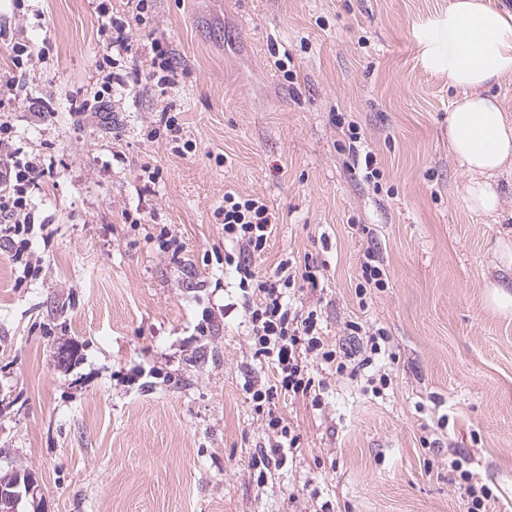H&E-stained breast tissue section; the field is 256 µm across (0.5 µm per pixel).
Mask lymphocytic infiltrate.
Listing matches in <instances>:
<instances>
[{
    "mask_svg": "<svg viewBox=\"0 0 512 512\" xmlns=\"http://www.w3.org/2000/svg\"><path fill=\"white\" fill-rule=\"evenodd\" d=\"M32 58L30 45L14 43L13 69L0 75V240L16 244L15 258H22L27 246L26 236L33 222L30 189L51 177L52 170L38 155H22L13 146L15 127L9 112L17 97L19 72ZM224 237L235 249L225 252L224 263L234 268L238 288L249 304L245 316L249 324L250 339L257 360L264 362L275 373L273 384L265 386L246 382L244 390L256 411L265 413L271 438L267 448L261 449L259 464L282 462L298 445V437L288 422L278 413L276 403L280 396L295 394L304 397L315 391L311 372L312 361H320L336 374L357 376L372 366L375 356L386 353L388 335L385 329L364 334L360 323L349 324L351 335H365V355L353 360L329 348L318 325L316 311L301 312L284 301L287 290L307 283L318 288L315 271L301 268L295 259L280 260L269 273L259 274L253 260L263 254L274 231L272 214L258 197L225 193Z\"/></svg>",
    "mask_w": 512,
    "mask_h": 512,
    "instance_id": "1",
    "label": "lymphocytic infiltrate"
}]
</instances>
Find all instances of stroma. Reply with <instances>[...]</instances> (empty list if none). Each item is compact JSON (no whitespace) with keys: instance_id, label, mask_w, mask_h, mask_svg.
Returning a JSON list of instances; mask_svg holds the SVG:
<instances>
[{"instance_id":"35a3bbf8","label":"stroma","mask_w":512,"mask_h":512,"mask_svg":"<svg viewBox=\"0 0 512 512\" xmlns=\"http://www.w3.org/2000/svg\"><path fill=\"white\" fill-rule=\"evenodd\" d=\"M449 0H154L128 25L111 109H76L106 52L100 9L126 0H0V74L11 47L48 49L20 79L12 122L53 175L31 192L33 277L0 246V477L29 471L42 512H463L451 461L512 512V167L493 177L498 212L463 201L448 147L457 98L423 60ZM171 53L151 79L152 43ZM178 114L194 147L148 138ZM356 123L380 177L354 167L337 118ZM160 169L149 183L146 173ZM275 218L258 271L283 255L324 265L320 288L287 301L316 311L330 346L354 352L351 321L385 328L381 395L366 377L313 367L318 400L280 397L299 448L257 483L267 441L245 381L269 385L244 299L213 260L225 192ZM142 215L132 228L126 215ZM168 225L173 262L148 239ZM388 286L355 295L366 248ZM235 304L225 314V304ZM210 319L208 335L195 327Z\"/></svg>"}]
</instances>
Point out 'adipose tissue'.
<instances>
[{"label":"adipose tissue","instance_id":"obj_1","mask_svg":"<svg viewBox=\"0 0 512 512\" xmlns=\"http://www.w3.org/2000/svg\"><path fill=\"white\" fill-rule=\"evenodd\" d=\"M441 23L447 46L426 45V62L462 91L448 113V143L468 176L465 205L491 213L500 196L490 178L512 164V117L489 92L512 76V13L494 0H450Z\"/></svg>","mask_w":512,"mask_h":512}]
</instances>
